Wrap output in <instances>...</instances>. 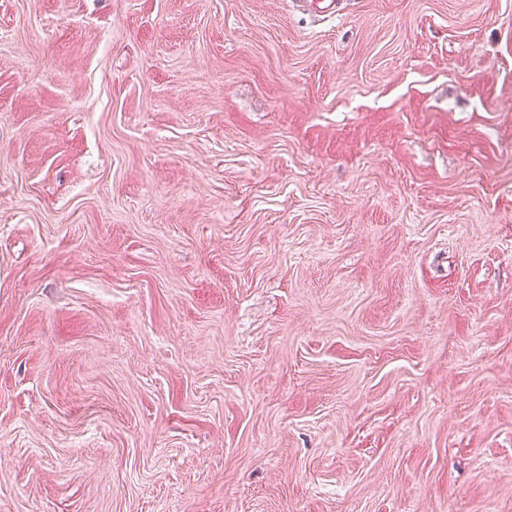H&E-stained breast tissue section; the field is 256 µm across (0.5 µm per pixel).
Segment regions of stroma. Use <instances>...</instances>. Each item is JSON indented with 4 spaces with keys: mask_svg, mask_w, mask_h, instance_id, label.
Instances as JSON below:
<instances>
[{
    "mask_svg": "<svg viewBox=\"0 0 512 512\" xmlns=\"http://www.w3.org/2000/svg\"><path fill=\"white\" fill-rule=\"evenodd\" d=\"M0 512H512V0H0Z\"/></svg>",
    "mask_w": 512,
    "mask_h": 512,
    "instance_id": "obj_1",
    "label": "stroma"
}]
</instances>
